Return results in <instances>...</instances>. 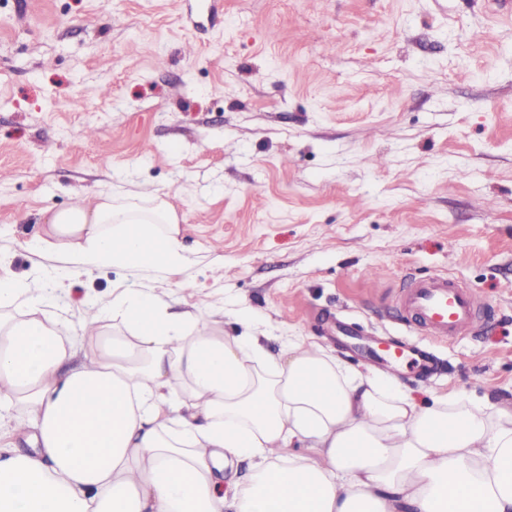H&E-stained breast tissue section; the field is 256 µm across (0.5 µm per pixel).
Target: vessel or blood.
Here are the masks:
<instances>
[{"instance_id":"obj_1","label":"vessel or blood","mask_w":512,"mask_h":512,"mask_svg":"<svg viewBox=\"0 0 512 512\" xmlns=\"http://www.w3.org/2000/svg\"><path fill=\"white\" fill-rule=\"evenodd\" d=\"M411 321L425 335L451 338L462 335L476 324L477 301L467 288L444 274L410 280L399 299ZM382 363L391 369L408 365L428 370L430 357L416 344L403 340L374 338Z\"/></svg>"}]
</instances>
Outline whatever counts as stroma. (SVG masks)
I'll list each match as a JSON object with an SVG mask.
<instances>
[{
	"mask_svg": "<svg viewBox=\"0 0 512 512\" xmlns=\"http://www.w3.org/2000/svg\"><path fill=\"white\" fill-rule=\"evenodd\" d=\"M492 0H0V277L38 282L66 336L85 300L31 248L48 212L121 192L179 220L189 289L153 286L271 353L343 321L413 341L396 296L441 273L476 330L429 341L421 402L512 407V21ZM489 29L491 41L475 38ZM109 87L100 96L99 87Z\"/></svg>",
	"mask_w": 512,
	"mask_h": 512,
	"instance_id": "stroma-1",
	"label": "stroma"
}]
</instances>
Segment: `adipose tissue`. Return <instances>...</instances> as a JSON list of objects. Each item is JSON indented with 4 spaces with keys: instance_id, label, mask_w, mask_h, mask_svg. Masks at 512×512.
<instances>
[{
    "instance_id": "obj_1",
    "label": "adipose tissue",
    "mask_w": 512,
    "mask_h": 512,
    "mask_svg": "<svg viewBox=\"0 0 512 512\" xmlns=\"http://www.w3.org/2000/svg\"><path fill=\"white\" fill-rule=\"evenodd\" d=\"M179 235L166 202L106 193L50 213L37 247L77 273L173 276ZM50 305L0 278V412L35 430L29 452L0 438V512H512V409L420 403L304 340L270 357L150 288L92 306L80 352Z\"/></svg>"
}]
</instances>
